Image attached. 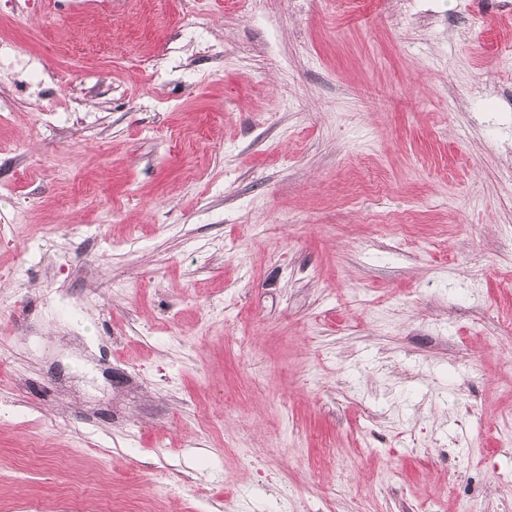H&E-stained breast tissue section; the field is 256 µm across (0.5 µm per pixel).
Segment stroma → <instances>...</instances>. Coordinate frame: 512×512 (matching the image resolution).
Listing matches in <instances>:
<instances>
[{
    "label": "stroma",
    "mask_w": 512,
    "mask_h": 512,
    "mask_svg": "<svg viewBox=\"0 0 512 512\" xmlns=\"http://www.w3.org/2000/svg\"><path fill=\"white\" fill-rule=\"evenodd\" d=\"M0 103V512H512V0H0Z\"/></svg>",
    "instance_id": "stroma-1"
}]
</instances>
